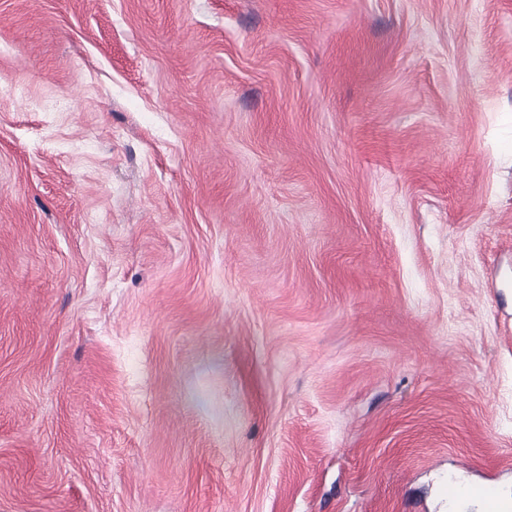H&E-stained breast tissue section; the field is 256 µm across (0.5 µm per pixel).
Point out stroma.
<instances>
[{
	"mask_svg": "<svg viewBox=\"0 0 512 512\" xmlns=\"http://www.w3.org/2000/svg\"><path fill=\"white\" fill-rule=\"evenodd\" d=\"M481 488L512 493V0H0V512Z\"/></svg>",
	"mask_w": 512,
	"mask_h": 512,
	"instance_id": "obj_1",
	"label": "stroma"
}]
</instances>
